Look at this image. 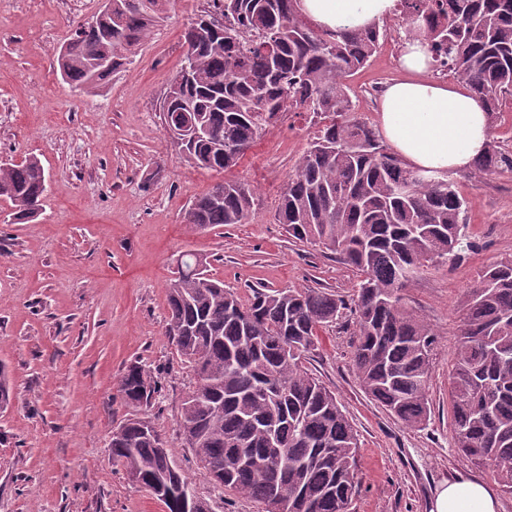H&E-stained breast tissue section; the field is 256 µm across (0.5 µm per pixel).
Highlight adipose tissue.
I'll use <instances>...</instances> for the list:
<instances>
[{
  "label": "adipose tissue",
  "mask_w": 512,
  "mask_h": 512,
  "mask_svg": "<svg viewBox=\"0 0 512 512\" xmlns=\"http://www.w3.org/2000/svg\"><path fill=\"white\" fill-rule=\"evenodd\" d=\"M395 0H301V8L319 29L364 28L388 17ZM425 44L405 43L399 64L402 78L382 97L380 130L389 147L411 167L459 172L472 167L487 142L488 116L483 102L467 88L431 77ZM493 489L476 478L444 482L431 512H497Z\"/></svg>",
  "instance_id": "adipose-tissue-1"
}]
</instances>
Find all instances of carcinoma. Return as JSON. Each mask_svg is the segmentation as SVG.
<instances>
[{"label": "carcinoma", "mask_w": 512, "mask_h": 512, "mask_svg": "<svg viewBox=\"0 0 512 512\" xmlns=\"http://www.w3.org/2000/svg\"><path fill=\"white\" fill-rule=\"evenodd\" d=\"M97 25L78 27L57 55L60 77L93 92L134 56L161 19L164 0H111ZM406 37L429 45L433 71L448 69L486 106L512 102V0H397ZM379 25L314 28L300 0H207L184 32L185 52L162 104L166 132L186 138L192 166L223 173L288 112L320 119L317 138L284 188L276 220L298 242L321 246L359 274L352 367L364 393L404 425L429 421L436 333L403 291L424 271L461 259L468 201L448 175L408 167L354 113L348 80L366 67ZM480 172L512 171V151L488 141ZM47 176L34 156L0 165V198L15 218L42 210ZM253 191L213 185L187 221L204 231L244 224ZM165 336L190 364L183 446L221 488L271 512H350L358 492V439L336 394L304 366L318 332L344 302L321 288L251 289L243 301L182 252L167 291ZM449 370L455 447L489 465L512 494V259L487 265L470 288ZM161 389L139 364L118 383L134 411L112 432V463L145 479H177L194 492L148 411Z\"/></svg>", "instance_id": "cac0c4a2"}]
</instances>
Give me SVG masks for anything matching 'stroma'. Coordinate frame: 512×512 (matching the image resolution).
Masks as SVG:
<instances>
[{
  "instance_id": "stroma-1",
  "label": "stroma",
  "mask_w": 512,
  "mask_h": 512,
  "mask_svg": "<svg viewBox=\"0 0 512 512\" xmlns=\"http://www.w3.org/2000/svg\"><path fill=\"white\" fill-rule=\"evenodd\" d=\"M206 0H167L130 64L95 93L62 81L60 46L98 0H0V164L37 157L48 192L40 214L16 221L0 199V363L12 397L0 407V512H165L113 465V429L130 411L118 381L140 363L158 369L162 391L149 415L210 512H258L217 488L178 436L195 376L164 334L167 285L181 251L248 298L251 288L310 287L352 298L355 270L330 251L289 239L275 214L280 195L318 131L291 112L229 172L254 192L244 224L197 232L186 221L220 181L191 167L170 144L159 114L184 52L182 35ZM382 40L349 80L358 115L380 124L374 82L401 75ZM468 198L464 259L423 273L404 297L437 333L425 428L411 429L368 399L352 369L350 311L319 332L305 364L336 394L359 438V492L351 512H430L436 488L457 477L490 486L491 469L454 446L448 369L460 310L483 268L512 256V172L453 174Z\"/></svg>"
}]
</instances>
